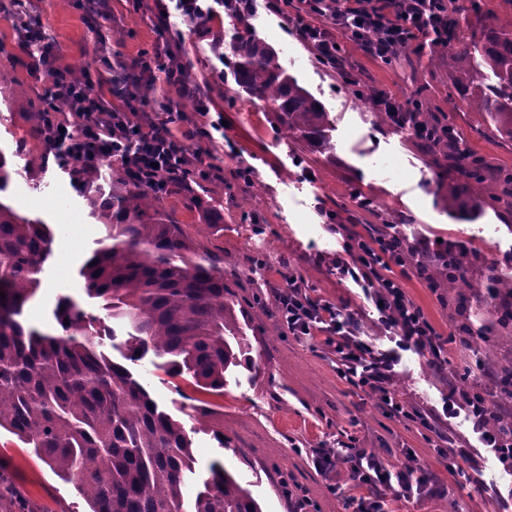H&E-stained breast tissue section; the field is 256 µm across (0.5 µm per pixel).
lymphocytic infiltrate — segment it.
Segmentation results:
<instances>
[{"label": "lymphocytic infiltrate", "instance_id": "f902f5d3", "mask_svg": "<svg viewBox=\"0 0 512 512\" xmlns=\"http://www.w3.org/2000/svg\"><path fill=\"white\" fill-rule=\"evenodd\" d=\"M269 6L316 58L333 63L340 80L351 86L362 85L364 77L346 61L343 42H352L373 61L389 63L405 51L419 53L446 43L449 30L465 10L461 0H269ZM166 9L165 0H156L160 42L153 53H141L131 64L104 56L95 70L80 76L73 68L57 66L59 50L48 41L41 15H33L19 34L21 43L30 48L29 73L48 80L47 95L60 111V130L50 136L49 149L65 146L85 168L106 161L116 164L154 192L193 174L204 180L223 178L221 168L191 155L186 146L194 132L185 126L181 101L194 102L203 117L210 107L189 74V64L168 56L172 23ZM160 80L176 87L179 98L160 104L158 111H147L148 99L141 90ZM370 98L373 111L392 126L420 142L435 137L420 124L414 97L375 90ZM335 232L346 255L336 264L337 276L362 289L385 334L395 338V347L382 349L365 342L359 308L314 298L304 279L293 275L276 295L282 326L296 339L320 340L335 353L338 375L375 399L386 413L434 433L435 451L450 474L463 469L474 475L480 466L466 443L453 435L450 420L457 416L464 417L503 470L512 473V419L500 412L512 404V386H490L491 373L484 369L470 387L451 386L442 411L429 413L409 409L392 388L405 351L427 356L436 372L447 370L445 339L405 288L406 281L416 278L426 288L437 289L427 259L433 255L441 264H450L447 252L431 253L426 242H401L396 233L385 230L372 228L361 235L339 224ZM314 464L326 474L345 467L351 487L357 490L348 499L351 512H389V499L417 501L436 492L430 477L414 462L394 468L375 450L349 445L322 448Z\"/></svg>", "mask_w": 512, "mask_h": 512}]
</instances>
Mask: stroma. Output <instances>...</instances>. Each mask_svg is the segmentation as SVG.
I'll list each match as a JSON object with an SVG mask.
<instances>
[{"label":"stroma","instance_id":"35a3bbf8","mask_svg":"<svg viewBox=\"0 0 512 512\" xmlns=\"http://www.w3.org/2000/svg\"><path fill=\"white\" fill-rule=\"evenodd\" d=\"M29 5L42 15L48 36L60 49L62 67L103 53L129 60L157 44L153 0H112L104 43L87 25L78 0H29ZM250 31L277 51L287 75L325 107L333 131L327 150L285 136L271 107L237 92L234 82L223 77V52L215 47L216 40L230 41L232 30L215 22L210 31L188 30L175 39L176 54L191 64L193 78L228 122L223 136L188 142L193 152L224 170V229H208L206 216L188 210L178 193L165 196L164 208L203 250L223 260L233 309L256 362L255 367L230 371L223 396L211 399L215 418L224 422L223 441H216L209 427L194 424L199 469L223 461L263 512H294V500L302 496L310 502L309 512H343V501L332 486L344 483L345 475L318 472L312 463L316 450L339 443L372 448L386 452L398 468L409 448L447 493L418 505L393 503L394 512H500L473 484L449 475L423 428H407L384 415L374 399L339 377L334 355L319 342L289 336L278 322L272 291L289 275L301 274L313 296L361 307L366 341L390 347L361 288L336 275L342 247L340 236L329 228L333 212L343 224H390L409 240L429 241L435 250L465 243L468 287L452 290L444 285L434 295L414 284L410 293L440 331L463 316L472 323L486 320L488 313L475 307L471 288L486 282L493 266L499 276L512 277V212L490 200L449 209V192L461 187L459 172L444 161L432 164L405 131L378 123L362 98L374 88L400 97L421 93L430 111L440 120H453L468 147L498 167L512 168V140L492 132L482 114L466 110L450 84L447 65L434 60L431 50L376 65L354 45L344 44L347 60L369 76L366 87L357 91L317 66L308 48L263 0L254 4ZM24 59L14 18L0 16V66L12 76L0 84V148L7 151L30 129L29 98L43 90L28 74ZM360 195L375 202L377 214L358 208ZM7 196L12 205L55 228L41 286L25 307L27 322L54 328L53 311L63 297L95 312L80 269L104 228L92 217L68 168L52 162L44 170L21 173ZM447 349L461 387L472 383L463 376L464 367L481 364L498 371L512 366V335L498 337L476 353L457 343ZM130 369L147 382L156 401L178 413L184 398L177 382L156 369L152 357ZM394 389L399 399L416 408H441L448 396L446 381L411 351L402 355ZM0 456L8 461L7 480L36 512H86L74 486L6 432L0 433Z\"/></svg>","mask_w":512,"mask_h":512}]
</instances>
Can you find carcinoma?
<instances>
[{
  "label": "carcinoma",
  "mask_w": 512,
  "mask_h": 512,
  "mask_svg": "<svg viewBox=\"0 0 512 512\" xmlns=\"http://www.w3.org/2000/svg\"><path fill=\"white\" fill-rule=\"evenodd\" d=\"M227 16L242 27L229 46L235 84L254 99L269 101L288 135L315 146L330 144L328 113L283 70L277 52L255 39L246 11L224 0ZM465 107L482 113L500 135L512 139V15L480 31L455 28L438 48ZM495 83H487V73ZM47 98L36 106L29 137L45 141ZM425 152L446 160L464 176L462 194L472 202L504 200L512 209V170L486 158L469 167L462 140L430 144ZM91 215L105 236L80 269L86 294L106 317L59 299L55 333L26 325L25 305L41 287L54 229L0 200V431L34 450L59 477L75 484L89 512H262L260 504L224 463L213 461L196 474L193 441L183 422L151 396L125 362L151 353L172 379L192 382L201 393L221 396L228 371L256 367L233 313L223 262L201 250L182 225L161 210V197L131 174L107 180L102 168L72 164ZM18 170L0 148V195ZM192 208L207 203L221 225L224 186H177ZM512 294V279L490 277L475 296ZM69 324H64V321ZM125 328L123 361L104 349L117 336L106 321ZM182 413L205 420L209 402L192 398ZM14 493H0V512H25Z\"/></svg>",
  "instance_id": "obj_1"
}]
</instances>
